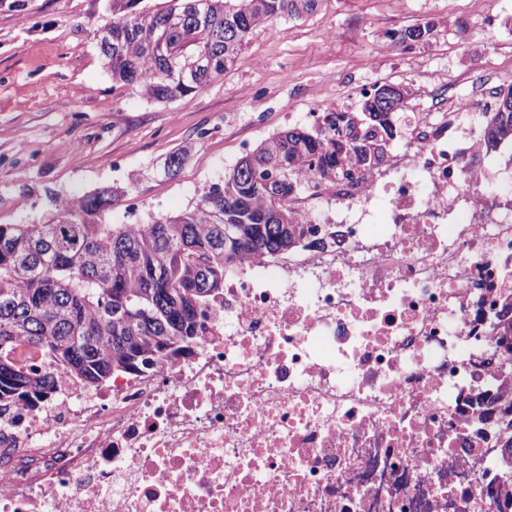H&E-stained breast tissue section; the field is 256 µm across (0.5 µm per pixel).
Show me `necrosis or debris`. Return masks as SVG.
<instances>
[{
  "label": "necrosis or debris",
  "mask_w": 512,
  "mask_h": 512,
  "mask_svg": "<svg viewBox=\"0 0 512 512\" xmlns=\"http://www.w3.org/2000/svg\"><path fill=\"white\" fill-rule=\"evenodd\" d=\"M491 98L289 201L304 248L224 273L190 354L0 415V512H504L512 180Z\"/></svg>",
  "instance_id": "obj_1"
}]
</instances>
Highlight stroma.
<instances>
[{
  "mask_svg": "<svg viewBox=\"0 0 512 512\" xmlns=\"http://www.w3.org/2000/svg\"><path fill=\"white\" fill-rule=\"evenodd\" d=\"M24 3L0 9V224L38 222L50 195L109 186L138 203L132 217L115 206L112 223L174 216L237 162L241 140L311 126L324 106L357 104L362 87L382 84L411 93L402 130L411 112L498 89L512 67V0H319L312 14L256 29L199 92L154 102L113 83L98 53L107 0ZM424 23L427 40L394 41Z\"/></svg>",
  "mask_w": 512,
  "mask_h": 512,
  "instance_id": "35a3bbf8",
  "label": "stroma"
}]
</instances>
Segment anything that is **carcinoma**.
<instances>
[{"label": "carcinoma", "mask_w": 512, "mask_h": 512, "mask_svg": "<svg viewBox=\"0 0 512 512\" xmlns=\"http://www.w3.org/2000/svg\"><path fill=\"white\" fill-rule=\"evenodd\" d=\"M170 2L140 10L139 0H111L112 24L98 37L112 80L160 102L224 75L254 29L316 8V0ZM194 2L202 22L166 27ZM201 50L210 66L194 82L166 78ZM408 97L407 88L383 84L355 108L323 110L334 138L316 126L270 135L177 216L135 228L113 224L107 216L124 194L104 188L55 199L37 224H0V414L17 402L34 406L55 390L47 372L11 357L16 344L45 353L89 388L189 352L199 311L224 294V266L300 247L306 231L288 199L301 187V171L332 181L373 166L396 138L390 119ZM509 143L512 109L498 106L486 121L484 146L495 151ZM227 224L234 226L228 241Z\"/></svg>", "instance_id": "obj_1"}]
</instances>
